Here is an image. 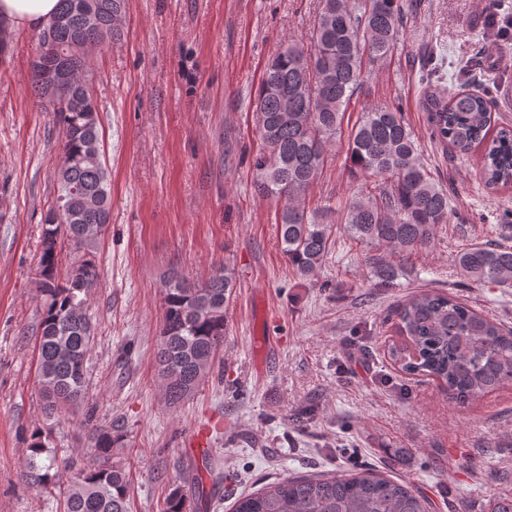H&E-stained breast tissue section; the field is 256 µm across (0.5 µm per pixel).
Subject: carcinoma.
<instances>
[{"instance_id": "cac0c4a2", "label": "carcinoma", "mask_w": 512, "mask_h": 512, "mask_svg": "<svg viewBox=\"0 0 512 512\" xmlns=\"http://www.w3.org/2000/svg\"><path fill=\"white\" fill-rule=\"evenodd\" d=\"M127 0H60L40 29L30 61L34 96L52 107L64 135L57 192L42 225L39 278L42 317L38 337L40 400L45 426L32 431L26 478L38 487L58 478L49 436L62 415L84 411L92 464L66 480L63 512H130L131 480L113 461L128 446L118 424L97 422L87 391L88 356L95 327L88 301L100 281L96 250L111 219L107 170L100 149V119L92 93L90 52L124 35ZM402 0H318L310 45L280 41L266 63L254 102L261 150L254 158L255 189L281 203L277 233L293 271L310 278L335 245L333 228L372 248L409 255L427 248L441 224L459 220L448 188L425 164L399 107L368 101L364 64L381 63L404 34ZM367 98L351 130L345 161L360 182L344 207L326 199L314 209L306 197L328 161L330 147L354 99ZM490 91L452 92L426 87L422 109L430 137L467 154L481 150L482 175L492 187L512 185V126H497ZM69 241L62 264L60 240ZM455 265L476 285L512 284V248L475 243ZM374 286L399 275L385 257L374 258ZM236 288L229 264L191 282L177 273L166 281L155 368L170 405L194 393L214 373L224 346L226 310ZM398 340L390 356L400 370L426 377L465 404L512 383V328L455 296L423 290L396 310ZM203 478L194 494L173 487L160 512H198ZM431 502L409 483L359 467L345 474L317 473L271 482L240 495L233 512H430Z\"/></svg>"}]
</instances>
